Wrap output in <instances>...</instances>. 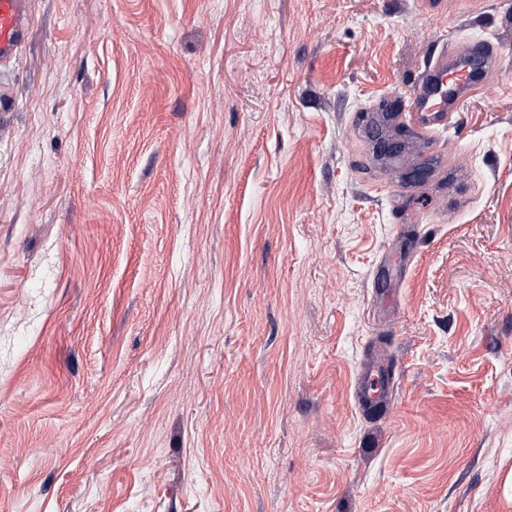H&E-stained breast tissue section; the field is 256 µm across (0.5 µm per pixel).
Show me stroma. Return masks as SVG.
I'll use <instances>...</instances> for the list:
<instances>
[{
  "label": "stroma",
  "mask_w": 512,
  "mask_h": 512,
  "mask_svg": "<svg viewBox=\"0 0 512 512\" xmlns=\"http://www.w3.org/2000/svg\"><path fill=\"white\" fill-rule=\"evenodd\" d=\"M28 9L0 67V512H512V0ZM452 31L499 66L425 132L409 91ZM375 93L455 176L396 193ZM393 372L373 358L366 359L354 384V399L362 411H377L391 401Z\"/></svg>",
  "instance_id": "obj_1"
}]
</instances>
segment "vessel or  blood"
<instances>
[{"instance_id":"b4317fda","label":"vessel or blood","mask_w":512,"mask_h":512,"mask_svg":"<svg viewBox=\"0 0 512 512\" xmlns=\"http://www.w3.org/2000/svg\"><path fill=\"white\" fill-rule=\"evenodd\" d=\"M30 26L26 0H0V63L10 62L24 44ZM499 59L484 39L449 36L425 67L412 89V104L430 129L445 126L448 114L479 83L485 82ZM393 373L377 360L366 359L354 384L361 410L375 411L392 398Z\"/></svg>"}]
</instances>
